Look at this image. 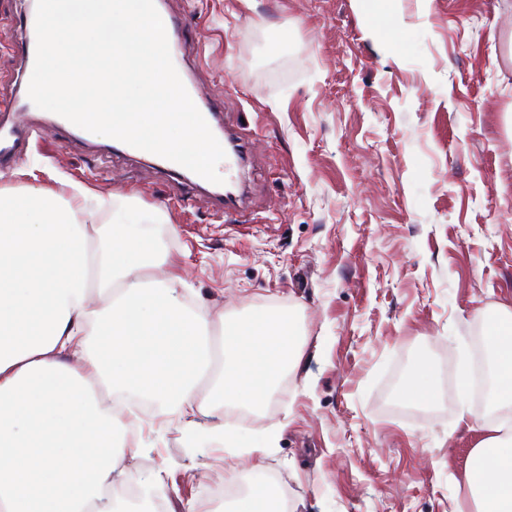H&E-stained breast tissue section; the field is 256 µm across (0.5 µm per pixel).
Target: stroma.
<instances>
[{
	"label": "stroma",
	"instance_id": "1",
	"mask_svg": "<svg viewBox=\"0 0 512 512\" xmlns=\"http://www.w3.org/2000/svg\"><path fill=\"white\" fill-rule=\"evenodd\" d=\"M37 0H0V105L24 94V25ZM191 27L179 64L205 106L246 140L236 183L253 203L225 216L215 194L178 199L184 176L62 137L45 110L0 191L70 199L77 182L149 221L187 309L290 312L307 346L259 407L200 419L246 436L276 431L266 471L295 512H453L454 479L486 432L458 420V386L484 310L512 308V0H393L398 39L368 33L353 0H167ZM425 405L404 394L419 363ZM119 485L164 476L166 512L206 504L201 474L249 479L251 459L187 447L152 417Z\"/></svg>",
	"mask_w": 512,
	"mask_h": 512
}]
</instances>
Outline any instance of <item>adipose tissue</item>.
<instances>
[{
	"mask_svg": "<svg viewBox=\"0 0 512 512\" xmlns=\"http://www.w3.org/2000/svg\"><path fill=\"white\" fill-rule=\"evenodd\" d=\"M134 211L86 223L48 194L0 197V512H126L112 495L134 445L101 391L131 393L173 414L184 440L265 454L277 435L248 438L198 418L238 400L261 405L305 350L293 314L246 318L187 313ZM496 401L512 407V310L489 316ZM461 422L488 429L461 482L475 512H512V420L462 404ZM281 496L255 465L233 512H272Z\"/></svg>",
	"mask_w": 512,
	"mask_h": 512,
	"instance_id": "adipose-tissue-1",
	"label": "adipose tissue"
}]
</instances>
